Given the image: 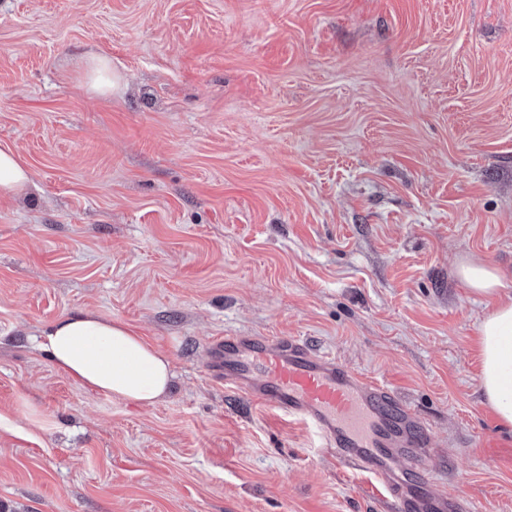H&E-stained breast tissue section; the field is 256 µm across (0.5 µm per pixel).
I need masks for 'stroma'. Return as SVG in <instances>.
I'll use <instances>...</instances> for the list:
<instances>
[{
  "label": "stroma",
  "mask_w": 512,
  "mask_h": 512,
  "mask_svg": "<svg viewBox=\"0 0 512 512\" xmlns=\"http://www.w3.org/2000/svg\"><path fill=\"white\" fill-rule=\"evenodd\" d=\"M119 87L90 90L84 64ZM0 512H384L303 421L212 379L229 332L388 383L435 485L512 512V427L479 389L512 297V0H0ZM172 360L142 406L38 348L73 312ZM85 79L87 85L99 94H112L118 87L117 79L112 77L108 58L101 55L86 61ZM31 182V172L10 148H0V197H11ZM459 275L472 293L485 298L497 296L502 286L496 270L483 264L463 263Z\"/></svg>",
  "instance_id": "obj_1"
}]
</instances>
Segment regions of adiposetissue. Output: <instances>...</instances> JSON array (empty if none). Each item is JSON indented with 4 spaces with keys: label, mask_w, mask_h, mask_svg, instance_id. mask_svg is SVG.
I'll return each instance as SVG.
<instances>
[{
    "label": "adipose tissue",
    "mask_w": 512,
    "mask_h": 512,
    "mask_svg": "<svg viewBox=\"0 0 512 512\" xmlns=\"http://www.w3.org/2000/svg\"><path fill=\"white\" fill-rule=\"evenodd\" d=\"M459 275L472 293L497 300L478 330L479 387L498 420L512 426V299L498 301L501 281L489 266L468 262ZM41 336L57 367L104 395L152 405L172 387L170 358L121 321L81 311L54 321Z\"/></svg>",
    "instance_id": "ef3b65f1"
}]
</instances>
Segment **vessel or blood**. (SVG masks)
<instances>
[{"label":"vessel or blood","mask_w":512,"mask_h":512,"mask_svg":"<svg viewBox=\"0 0 512 512\" xmlns=\"http://www.w3.org/2000/svg\"><path fill=\"white\" fill-rule=\"evenodd\" d=\"M213 375L259 405L301 419L341 461L372 477L391 512H478L432 489L441 458L423 421L387 384L296 337L228 333L209 350Z\"/></svg>","instance_id":"1"}]
</instances>
